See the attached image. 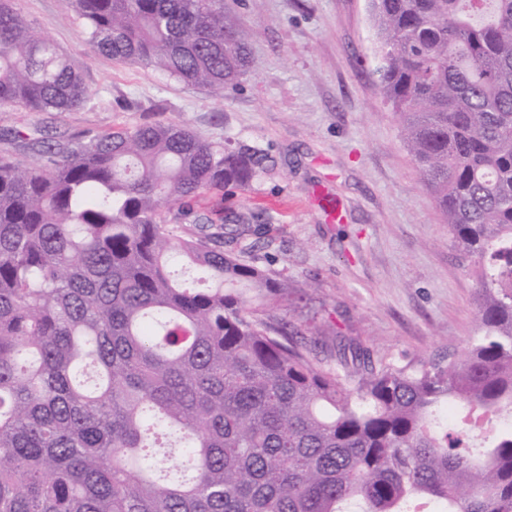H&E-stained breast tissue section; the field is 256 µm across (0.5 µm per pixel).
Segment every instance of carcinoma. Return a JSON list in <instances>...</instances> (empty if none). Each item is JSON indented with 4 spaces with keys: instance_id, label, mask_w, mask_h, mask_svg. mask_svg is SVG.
Wrapping results in <instances>:
<instances>
[{
    "instance_id": "carcinoma-1",
    "label": "carcinoma",
    "mask_w": 512,
    "mask_h": 512,
    "mask_svg": "<svg viewBox=\"0 0 512 512\" xmlns=\"http://www.w3.org/2000/svg\"><path fill=\"white\" fill-rule=\"evenodd\" d=\"M369 2L372 75L476 281L463 357L331 367L255 315L246 290L288 282L189 202L249 186L259 148L154 122L0 158V512H512V0ZM66 7L93 54L222 95L250 71L224 0ZM91 95L0 0V105Z\"/></svg>"
}]
</instances>
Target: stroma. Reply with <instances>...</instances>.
I'll return each instance as SVG.
<instances>
[{"mask_svg": "<svg viewBox=\"0 0 512 512\" xmlns=\"http://www.w3.org/2000/svg\"><path fill=\"white\" fill-rule=\"evenodd\" d=\"M15 6L93 95L72 112L0 106V156L31 162L47 142L170 121L214 143L264 149L271 160L247 188L194 205L216 224L242 216L264 225L262 237L224 243L288 282L287 298L259 304V315L331 365L339 349L356 346L402 364L465 348L476 282L372 79L369 0H235L252 67L225 96L91 55L64 0Z\"/></svg>", "mask_w": 512, "mask_h": 512, "instance_id": "1", "label": "stroma"}]
</instances>
